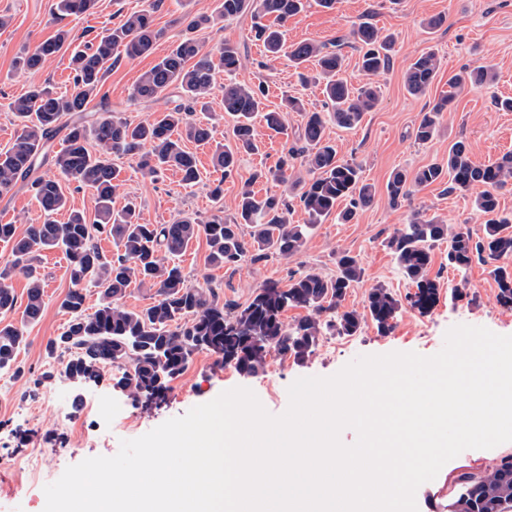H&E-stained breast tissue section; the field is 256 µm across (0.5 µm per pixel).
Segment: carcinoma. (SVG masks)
I'll list each match as a JSON object with an SVG mask.
<instances>
[{"label": "carcinoma", "instance_id": "1", "mask_svg": "<svg viewBox=\"0 0 512 512\" xmlns=\"http://www.w3.org/2000/svg\"><path fill=\"white\" fill-rule=\"evenodd\" d=\"M305 5L306 0H220L217 15L187 19L186 33L143 73L133 92L136 99L154 100L170 93L176 98L158 115L135 125L113 112L103 98L95 113L88 115L85 110L99 94L112 64L123 57L155 52L161 31L154 26L153 10L126 16L82 48L73 46L71 31L60 28L34 50L16 58L18 69L35 72L60 52L68 51L73 77L68 91L58 93L45 85H33L9 102L19 130L12 145L0 150V192L19 181L26 183L46 219L30 225L23 234L17 233L14 224H0V242L10 246L12 257L11 266L0 271V372L13 368L27 344L25 328L42 316L44 283L33 261L40 252L52 248L64 250L69 261L71 287L61 307L71 314V321L61 335L47 342L48 357L55 358L59 351L68 354L62 373L75 384L98 382L108 372L112 387L134 400L163 398L199 351L206 350L216 356L218 364L249 375L263 370L272 354L304 362L319 346L321 336L328 332L353 336L368 317L381 332L393 328L399 303L383 287L371 289L364 312L341 310L348 290L362 274L358 259L347 252L337 257L336 275L300 272L289 279L288 287L269 284L243 305L232 300L219 303L214 289L187 284L180 268L169 263L201 234L206 237L207 261L213 267L289 258L300 252L310 230L329 216L339 201H349V208L338 214L346 222L372 201L374 191L362 182L360 165L337 158L336 145L326 135L330 123L356 127L379 100L372 83L351 88L337 78L344 62L338 49L307 41L288 46V59L295 66L317 61L327 111L306 113L302 144L284 147L274 169L251 175L236 198L232 219L215 216L203 224L180 213L169 224H144L140 208L132 200L121 210H112V199L121 187L120 172L112 164L115 156L129 158L151 177L173 169L187 184L201 180L197 159L186 150L185 142H215V127L194 119V112L206 111L218 66L224 70V114L234 121L233 143L216 142L212 156L213 167L222 173V179L237 174L240 154L259 150L253 125L257 113H264L268 129L283 132L279 112L267 108L265 86L236 80L242 66L239 48L229 42L222 44L215 61L192 33L211 27L219 17L232 18L249 10L255 39L276 55L285 47L284 23ZM93 6L94 0H58L64 16L78 17ZM267 16L274 21L264 23ZM350 36L360 45L361 70L366 76L388 70L392 36L381 34L370 23L352 29ZM439 70L436 53H422L406 70L407 91L414 96L425 94ZM487 80L488 74L478 70L451 78L448 85L454 89L468 83L480 88ZM454 98L450 91L422 113L414 129L415 141L425 144L435 137L442 114L450 109ZM67 115L72 120L64 124L62 119ZM61 129L66 131L65 147L52 154L50 144ZM297 159L311 175L305 182L295 171ZM47 162L58 176L40 174ZM270 178L282 184L303 183L298 199L308 216L307 223L288 221L293 207L288 198L255 193L252 184ZM511 180V154L488 165H477L463 140L449 147L444 163L429 164L411 174L396 171L391 175L386 189L390 204L396 208L419 186L448 182L451 189L459 191L483 187L474 199L475 211L485 217L483 236L475 238L436 216L425 218L417 212L389 237L387 248L397 270L415 287L407 295L411 308L426 314L439 302L440 282L431 275L433 250L446 243L448 265L461 275L476 259L496 262L497 301L512 309V214L500 212L497 196V190ZM66 184L91 190L94 217L68 206ZM62 213L66 221L52 219ZM244 226L250 228L247 235ZM102 236L112 239L115 254L108 256L100 250L97 241ZM500 260L504 264H498ZM14 269L24 271L28 278L23 303L9 283ZM87 284L101 289L99 307L89 315L84 309ZM133 284L155 289L157 299L142 310L123 307L120 299ZM289 308L305 309L307 314L290 324L284 320ZM15 314L19 318L2 321ZM508 462L512 463V453L483 472L465 471L456 476L454 501L462 512H512V484L504 481Z\"/></svg>", "mask_w": 512, "mask_h": 512}]
</instances>
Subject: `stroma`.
<instances>
[{
	"label": "stroma",
	"instance_id": "stroma-1",
	"mask_svg": "<svg viewBox=\"0 0 512 512\" xmlns=\"http://www.w3.org/2000/svg\"><path fill=\"white\" fill-rule=\"evenodd\" d=\"M57 0H0V15L10 23L0 28V150L13 142L17 126L7 108L8 102L33 84L50 83L57 90L69 86V57L61 54L35 73L16 70L14 61L22 52L34 49L60 27L71 28L86 42L118 23L122 16L154 8L155 25L163 32L155 55L120 59L107 75L103 90L114 112L137 123L152 113L166 109L165 99L137 100L133 89L140 75L155 62L156 56L170 50L185 28L186 14H209L219 0H96L84 15L59 17ZM439 17L440 27L428 28V19ZM370 22L393 35L389 69L376 76L380 102L365 113L361 123L346 130L328 126L326 133L335 143L340 159L356 162L362 178L373 186L372 202L359 209L349 223L329 216L308 234L296 255L273 258L259 264L245 263L236 268L208 265L204 237L194 238L177 262L188 284L211 281L220 299L247 302L266 283L287 287L289 277L311 270L325 275L336 272V258L346 251L356 256L363 269L360 283L351 288L344 309L363 310L371 288L389 289L400 306L388 333L365 321L353 336H324L316 352L305 362L270 356L267 367L253 376L239 374L231 367H220L214 357L202 351L194 355L184 374L173 382L166 399L144 408L126 395L113 390L110 381L77 385L62 375V362H55L53 377H45L46 344L67 327L70 315L60 302L70 287L68 261L57 249L43 253L39 271L45 279V308L41 319L27 329V345L17 358V374H0V512H43L44 488L55 482L68 466L89 457L117 454L124 439L140 437L168 419L179 417L192 407L209 402L222 392L251 389L271 414H282L289 405V386L301 377H328L361 355L415 352L423 356L438 353L445 334L458 324L483 326L499 335L512 336V310L497 300V284L492 264L473 262L467 275L448 265L444 246L433 250L432 271L442 288L467 284L468 295L460 301L441 297L429 314L412 310L405 297L412 285L398 273L386 241L406 223L412 211L436 215L455 227L469 229L473 236L483 234V217L473 207L474 192H458L445 185L415 188L410 202L391 207L386 184L399 169L414 171L443 163L456 140H465L475 164L486 165L512 154V112L498 110L496 98L512 97V0H336L333 8L309 0L306 8L288 19L286 41L328 43L348 34L355 26ZM253 19L244 13L218 22L198 32L204 50L213 51L229 42L239 47L242 67L237 78L243 83L264 82L270 107L280 104L282 95L300 97L305 111H320L325 98L320 85H301L287 56H267L255 41ZM435 51L441 69L426 94L413 96L404 86V74L422 52ZM482 67L494 74V82L484 89L458 87L455 102L444 113L438 136L427 144L414 139V127L421 112L448 91L449 78ZM305 112L283 115L285 133L269 130L263 118L254 121L261 140L259 153L243 156L237 174L221 179L212 165L213 145L188 143L202 173L199 183L183 184L178 173L168 170L147 177L127 159L117 162L123 185L112 202L121 209L128 199L140 206L143 223L167 224L177 212L201 220L214 215L231 216L234 202L244 182L254 170L276 165L286 138L296 137ZM222 188L221 199H214V188ZM45 220L25 183H17L0 194V222L16 225L25 232ZM38 450L46 474L30 480L16 466L17 461ZM512 453V442L491 449H468L447 462L436 478L416 491L418 512H443L453 480L463 471L481 472L500 457Z\"/></svg>",
	"mask_w": 512,
	"mask_h": 512
}]
</instances>
